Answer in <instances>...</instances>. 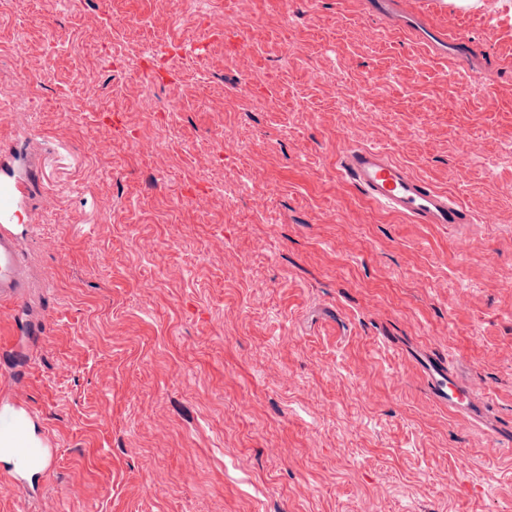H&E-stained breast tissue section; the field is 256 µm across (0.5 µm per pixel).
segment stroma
<instances>
[{
  "instance_id": "stroma-1",
  "label": "stroma",
  "mask_w": 512,
  "mask_h": 512,
  "mask_svg": "<svg viewBox=\"0 0 512 512\" xmlns=\"http://www.w3.org/2000/svg\"><path fill=\"white\" fill-rule=\"evenodd\" d=\"M402 2L463 64L367 0H0V181L39 172L0 408L57 452L0 512H512V0ZM147 44L146 79L98 56ZM351 144L474 223L379 208ZM423 369L427 374L433 397L443 405H448V411H458L463 402L467 401L469 415L474 420H483L480 405L476 399V391L465 382L458 372L449 369L437 359L424 361Z\"/></svg>"
}]
</instances>
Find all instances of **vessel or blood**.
I'll return each mask as SVG.
<instances>
[{
    "instance_id": "vessel-or-blood-1",
    "label": "vessel or blood",
    "mask_w": 512,
    "mask_h": 512,
    "mask_svg": "<svg viewBox=\"0 0 512 512\" xmlns=\"http://www.w3.org/2000/svg\"><path fill=\"white\" fill-rule=\"evenodd\" d=\"M340 172L353 186L375 204L400 213L417 224H471L474 216L454 197L439 192L429 183L412 175L378 148L352 145L340 158ZM30 188L29 181L0 182V303L21 305L26 282L20 264L19 250L12 231L18 201ZM433 397L449 411L468 408L471 418L481 420L476 392L458 372L437 359L425 360ZM13 465L4 478L26 494L36 487L25 475L35 470L48 475L55 459L45 441H21L11 451Z\"/></svg>"
}]
</instances>
